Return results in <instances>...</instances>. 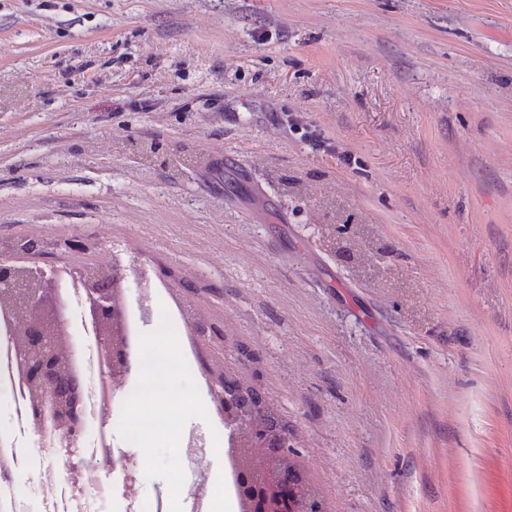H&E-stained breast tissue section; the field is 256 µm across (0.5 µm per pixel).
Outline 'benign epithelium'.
<instances>
[{"mask_svg": "<svg viewBox=\"0 0 512 512\" xmlns=\"http://www.w3.org/2000/svg\"><path fill=\"white\" fill-rule=\"evenodd\" d=\"M76 247L88 251L97 244L78 245L68 239L51 242L29 234L1 247L0 301L27 315L17 332V348L26 370L31 409L38 413L43 410L44 400L53 402L57 421L69 428L71 464L82 468L92 462L79 452L86 432L81 382L68 373L61 351V338L68 324L59 301L55 266L36 262ZM76 271L85 284L86 297L93 303L91 315L100 324L98 342L111 354L106 376L112 389H119L137 365L119 339L121 309L112 302L113 270L84 262ZM204 369L213 395L224 402L225 428L234 434L241 422L247 424L246 434L235 437V447L240 493L248 512H325L315 485L288 453V431L276 422L277 411L264 400L253 402L247 398L234 378L224 375V361L207 358Z\"/></svg>", "mask_w": 512, "mask_h": 512, "instance_id": "benign-epithelium-1", "label": "benign epithelium"}]
</instances>
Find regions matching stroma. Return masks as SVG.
Returning <instances> with one entry per match:
<instances>
[{"label": "stroma", "instance_id": "stroma-1", "mask_svg": "<svg viewBox=\"0 0 512 512\" xmlns=\"http://www.w3.org/2000/svg\"><path fill=\"white\" fill-rule=\"evenodd\" d=\"M32 232L189 278L327 512H512V0H0V241Z\"/></svg>", "mask_w": 512, "mask_h": 512}]
</instances>
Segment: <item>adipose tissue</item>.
<instances>
[{
    "instance_id": "adipose-tissue-1",
    "label": "adipose tissue",
    "mask_w": 512,
    "mask_h": 512,
    "mask_svg": "<svg viewBox=\"0 0 512 512\" xmlns=\"http://www.w3.org/2000/svg\"><path fill=\"white\" fill-rule=\"evenodd\" d=\"M149 359L140 363L135 377L143 382L144 390L128 397L127 403L135 412L160 411L161 417L147 427V434L171 431L174 425L175 411L189 404L191 395L183 387L178 371L174 369L178 348L173 336L154 333L147 339ZM175 389V398H166L167 389Z\"/></svg>"
}]
</instances>
